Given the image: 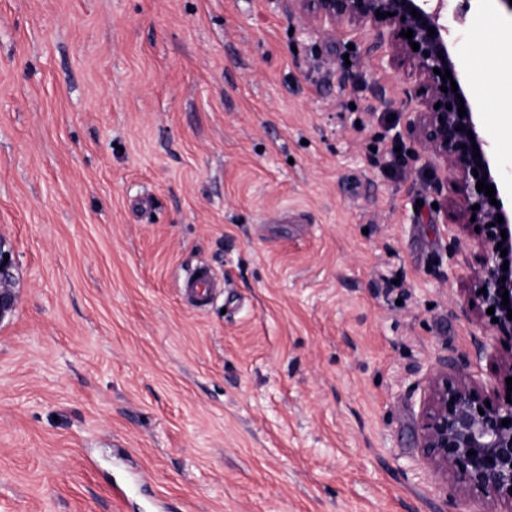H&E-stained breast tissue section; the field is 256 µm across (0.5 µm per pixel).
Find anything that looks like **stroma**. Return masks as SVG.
Wrapping results in <instances>:
<instances>
[{
	"instance_id": "stroma-1",
	"label": "stroma",
	"mask_w": 512,
	"mask_h": 512,
	"mask_svg": "<svg viewBox=\"0 0 512 512\" xmlns=\"http://www.w3.org/2000/svg\"><path fill=\"white\" fill-rule=\"evenodd\" d=\"M448 26L511 164L512 12ZM375 42L286 0H0V512H506L418 440L436 372L496 399L512 339L461 313L477 233ZM3 247V244H0V320L10 313L16 305V295L12 289L14 262L11 252ZM4 255L9 256L8 261H4Z\"/></svg>"
}]
</instances>
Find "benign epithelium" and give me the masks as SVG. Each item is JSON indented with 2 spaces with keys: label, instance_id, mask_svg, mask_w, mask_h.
Listing matches in <instances>:
<instances>
[{
  "label": "benign epithelium",
  "instance_id": "obj_1",
  "mask_svg": "<svg viewBox=\"0 0 512 512\" xmlns=\"http://www.w3.org/2000/svg\"><path fill=\"white\" fill-rule=\"evenodd\" d=\"M447 0H288V13L310 24L328 27L370 28L380 43L388 46L389 63L407 65L415 79L414 97L419 107L410 126L413 140L429 154L436 165L450 175L452 196H443L438 209H453L465 226L475 222L483 227L475 247L482 256L480 264L470 274V288L465 290L461 310L471 322H479L487 309L495 308L494 329L502 336L512 337V185L500 179L494 151L486 139L479 112L471 92L462 83L448 41ZM417 9L421 18L412 16ZM384 13L386 17L376 16ZM393 16H387V13ZM436 34L429 35L428 28ZM410 29L412 39L400 33ZM419 50L412 49V43ZM450 70L458 90L443 82L433 69ZM447 91H441V87ZM464 101L466 115L459 116V101ZM439 108H434L435 104ZM451 108H446V105ZM472 135H467V132ZM480 156H473V147ZM494 185L490 198L479 192L481 178ZM496 199L498 205L491 204ZM479 208L472 209V206ZM503 223H497V216ZM476 220H471V217ZM506 231L502 238L500 231ZM507 255H500L501 248ZM11 252L0 244V320L16 305L12 289L13 260H4ZM508 270H502L503 262ZM486 292H481V289ZM508 293L509 305L502 304V294ZM484 414H479V411ZM512 402L501 400L486 404L483 383L462 374L455 380L441 372L433 379L428 402L419 426V441L427 462L440 478H451L462 495L478 488L495 500L508 505L512 512ZM474 455H468V451Z\"/></svg>",
  "mask_w": 512,
  "mask_h": 512
}]
</instances>
